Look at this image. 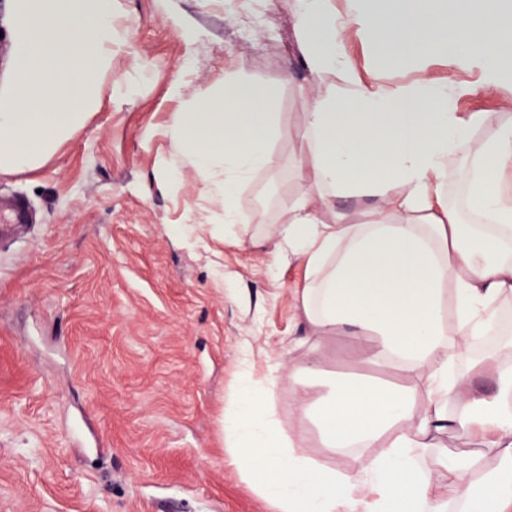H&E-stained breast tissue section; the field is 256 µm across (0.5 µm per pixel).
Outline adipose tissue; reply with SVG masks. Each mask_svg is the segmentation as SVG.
Masks as SVG:
<instances>
[{"label":"adipose tissue","mask_w":512,"mask_h":512,"mask_svg":"<svg viewBox=\"0 0 512 512\" xmlns=\"http://www.w3.org/2000/svg\"><path fill=\"white\" fill-rule=\"evenodd\" d=\"M116 0H9L13 77L0 89V176L34 172L98 112L105 77L127 39ZM295 0L299 55L316 92L302 118L296 191L265 225L269 264L305 269L293 300L307 348L288 363L289 404L316 427L322 463L285 439L249 372L224 413V445L241 481L277 512H512V360L459 364L512 302V124L488 128L460 99L512 71V0ZM365 32L375 67L410 68L443 55L481 73L387 87L363 80L347 43ZM114 85L122 78L112 77ZM275 93L229 72L170 113L174 151L163 178H200L227 224L246 223L236 192L280 166L271 148ZM472 156H465V149ZM481 216L464 224L452 182ZM330 336L374 337L376 357L407 373L406 388L323 368ZM479 437L483 452L441 446ZM491 455L495 466L484 470ZM349 457L339 467L335 458Z\"/></svg>","instance_id":"obj_1"}]
</instances>
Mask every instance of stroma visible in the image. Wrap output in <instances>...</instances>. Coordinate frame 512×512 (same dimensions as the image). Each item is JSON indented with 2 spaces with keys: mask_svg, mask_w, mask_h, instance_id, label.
<instances>
[{
  "mask_svg": "<svg viewBox=\"0 0 512 512\" xmlns=\"http://www.w3.org/2000/svg\"><path fill=\"white\" fill-rule=\"evenodd\" d=\"M294 0H120L128 44L113 73L132 91L35 173L0 177V209L25 201L29 227L0 237V512H272L225 463L224 409L242 366L256 387L280 377L276 410L305 450L315 429L288 405V352L301 325L295 263L269 267L192 170L160 184L170 112L183 96L245 76L277 91L282 157L240 191L252 225L271 224L294 191L309 87ZM181 95V96H182ZM207 216L195 245L176 237ZM372 340L337 338L330 369L402 382L363 362Z\"/></svg>",
  "mask_w": 512,
  "mask_h": 512,
  "instance_id": "stroma-1",
  "label": "stroma"
}]
</instances>
